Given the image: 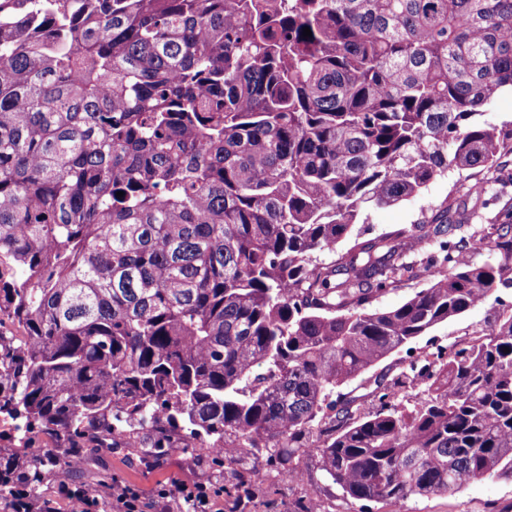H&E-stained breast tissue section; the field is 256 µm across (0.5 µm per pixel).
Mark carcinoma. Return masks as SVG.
<instances>
[{
  "mask_svg": "<svg viewBox=\"0 0 512 512\" xmlns=\"http://www.w3.org/2000/svg\"><path fill=\"white\" fill-rule=\"evenodd\" d=\"M507 86L512 0H0V416L51 440L0 495L139 431L222 454L231 508L303 455L365 503L512 480V304L341 392L512 292L511 208L354 236L512 153ZM483 119L499 126L509 124L512 121V96L499 94ZM426 284L427 282L425 279L406 282L404 285L397 287L395 290L380 296L374 303V306L380 308L398 306L410 298L415 292L419 291L421 288H425ZM502 308L488 301L486 304L468 311L465 315L437 325L426 336L416 339L407 347L413 350L424 351L431 344L441 341L449 345H462L468 342L474 333L480 332L492 321L495 313ZM406 347V348H407ZM406 348L394 353L386 361L371 369L355 381L341 389L343 393L352 391L353 395H365L366 406L372 401L371 392L375 388L374 380L381 373H387L389 378L397 375L404 367L403 357L406 355Z\"/></svg>",
  "mask_w": 512,
  "mask_h": 512,
  "instance_id": "carcinoma-1",
  "label": "carcinoma"
}]
</instances>
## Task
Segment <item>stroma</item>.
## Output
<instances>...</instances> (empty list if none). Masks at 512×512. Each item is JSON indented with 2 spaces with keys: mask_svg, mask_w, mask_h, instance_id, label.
Here are the masks:
<instances>
[{
  "mask_svg": "<svg viewBox=\"0 0 512 512\" xmlns=\"http://www.w3.org/2000/svg\"><path fill=\"white\" fill-rule=\"evenodd\" d=\"M473 182V177L467 172L449 171L447 176L436 180L422 194L408 201L368 210L362 217L360 230L370 237L419 223L445 201L477 212L484 221L493 217L503 205L512 204L511 182L497 185L496 200L486 206L469 195L468 189ZM498 310V305L491 302L476 307L457 319L437 325L426 336L416 339L412 347L423 351L436 342L465 344L474 333L485 329ZM297 467L305 474L302 483H291L281 476L271 477L255 497L250 512H297L298 503L308 498L320 500L327 512H358V502L324 478L314 458L300 459ZM72 479L88 489L103 483H116L132 485L147 492L156 484L173 479L220 488L224 485V470L212 456L199 451L191 453L176 449L154 463L143 465L133 449L116 448L107 456L91 454L86 464L73 473ZM372 512H512V481L484 479L441 496L411 498L397 505L379 503Z\"/></svg>",
  "mask_w": 512,
  "mask_h": 512,
  "instance_id": "obj_1",
  "label": "stroma"
}]
</instances>
